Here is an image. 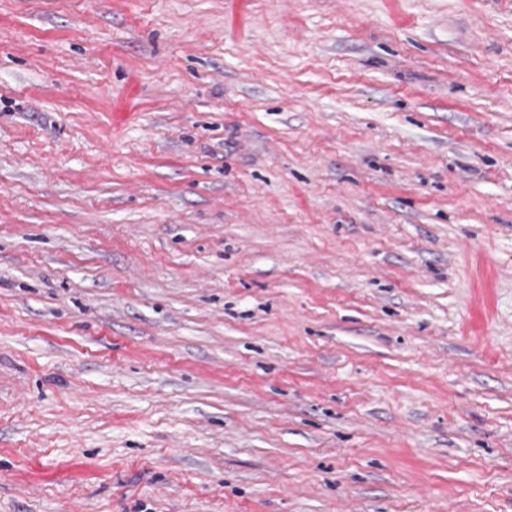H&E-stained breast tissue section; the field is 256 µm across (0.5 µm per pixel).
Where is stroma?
<instances>
[{"mask_svg":"<svg viewBox=\"0 0 512 512\" xmlns=\"http://www.w3.org/2000/svg\"><path fill=\"white\" fill-rule=\"evenodd\" d=\"M0 512H512V0H0Z\"/></svg>","mask_w":512,"mask_h":512,"instance_id":"35a3bbf8","label":"stroma"}]
</instances>
